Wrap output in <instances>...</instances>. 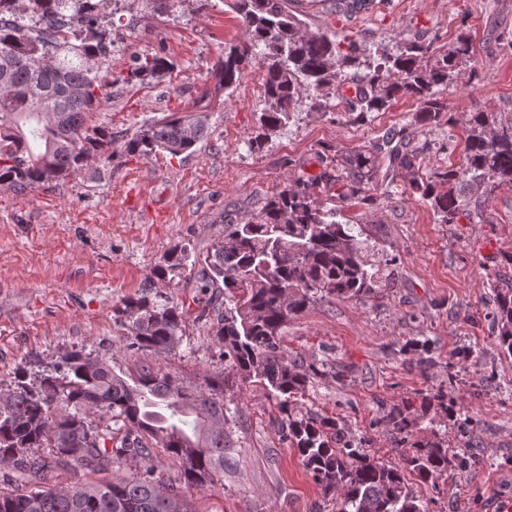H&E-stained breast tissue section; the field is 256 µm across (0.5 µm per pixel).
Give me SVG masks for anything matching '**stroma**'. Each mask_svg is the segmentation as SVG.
Returning a JSON list of instances; mask_svg holds the SVG:
<instances>
[{"label":"stroma","mask_w":512,"mask_h":512,"mask_svg":"<svg viewBox=\"0 0 512 512\" xmlns=\"http://www.w3.org/2000/svg\"><path fill=\"white\" fill-rule=\"evenodd\" d=\"M308 30L347 35L369 49L397 41L448 49L468 37L473 54L442 94L447 122L428 139L422 172L459 164L463 121L483 107L495 124L512 122V0H372L360 11L336 0H288ZM114 46L100 103L88 120L112 134L111 160L94 158L68 183L19 195L0 185V387L16 367L52 369L62 354L82 350L111 357L115 371L144 360L132 350L114 310L128 298L190 302L192 279L151 282L172 249L195 251L247 218L289 176H314L322 158L381 144L410 126L415 98L401 96L389 111L351 122L339 108L301 106L286 128L256 151L250 139L264 108L265 64L255 57L234 92L221 90L210 70L226 45L246 40L233 0H114ZM159 56L172 68L163 78L129 80L134 56ZM204 117L206 136L191 150L129 156L124 141L170 115ZM367 207L337 202L343 216L365 225L380 260L391 263L394 285L360 302L315 304L284 329L290 355L321 361L322 375L299 401L305 411L337 417L380 461L400 463L383 411L419 390H440L474 417L469 442L486 463L479 472L449 469L437 484L414 483L430 512H503L512 502V357L497 346L494 272L512 275V190L485 204L483 221L442 224L428 202L390 171ZM430 340L436 364L428 374L409 365L411 339ZM472 358L449 370L456 352ZM164 369L195 383L223 371L207 320L188 317ZM233 447L224 484L189 492L197 512H332L298 453L280 435L274 400L257 383L226 390Z\"/></svg>","instance_id":"35a3bbf8"}]
</instances>
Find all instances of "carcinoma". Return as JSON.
<instances>
[{
    "instance_id": "carcinoma-1",
    "label": "carcinoma",
    "mask_w": 512,
    "mask_h": 512,
    "mask_svg": "<svg viewBox=\"0 0 512 512\" xmlns=\"http://www.w3.org/2000/svg\"><path fill=\"white\" fill-rule=\"evenodd\" d=\"M250 36L219 58L213 77L228 90L244 76L249 59L262 55L266 72L261 132L252 148L261 150L286 127L303 92H317L309 108L321 111L340 98L344 112L363 120L387 111L396 98L415 97L418 123L439 124L448 111L440 88L460 75L459 63L472 53L462 38L439 54L433 44L411 43L366 58L355 40L311 32L288 11V0H234ZM112 0H0V184L24 194L56 188L94 156L112 148V133L87 126L98 103L100 71L112 54L107 10ZM171 63L136 59L130 78L144 81L169 71ZM54 107L51 121L38 111ZM465 149L458 166L419 175L429 143L416 145L411 132L387 134L374 150L357 149L329 160L314 178L288 179L241 224L224 225V237L204 254L175 247L154 276L164 281L189 273L199 288L192 303L209 323L227 375L258 382L275 395L288 445L320 488L333 512H429L407 480L436 482L454 460L478 471L484 465L468 448L449 453L448 440L408 443L417 425L414 404L403 400L382 416L402 462L378 461L333 416L298 411V398L318 377L313 364L288 354L282 336L289 321L316 303L363 300L391 287L381 266L365 254L363 227L341 222L340 210L318 200L315 184L341 201L372 206L373 190L387 157L403 172L412 193L430 203L443 224L468 212L482 218L489 196L512 189V123L493 129L487 112L476 109L464 121ZM204 125L173 117L147 126L124 142L129 156L166 152L179 156L203 138ZM224 291V306L208 294ZM498 346L512 356V286L495 289ZM189 308L130 298L117 310L131 347L162 356L173 352ZM406 351L419 355L416 366L431 367L429 340H412ZM64 370L29 379L19 367L14 384L0 389V464L10 488H0V512H191L190 489L224 483L232 447L224 375L205 385L187 382L160 365L143 362L134 374L112 368L105 356L71 351L60 357ZM421 416L434 411L458 431L472 417L429 389L417 394ZM161 448L177 465V478L162 481L153 464ZM144 462L129 477H112L128 459ZM81 471L90 480L62 484V474Z\"/></svg>"
}]
</instances>
